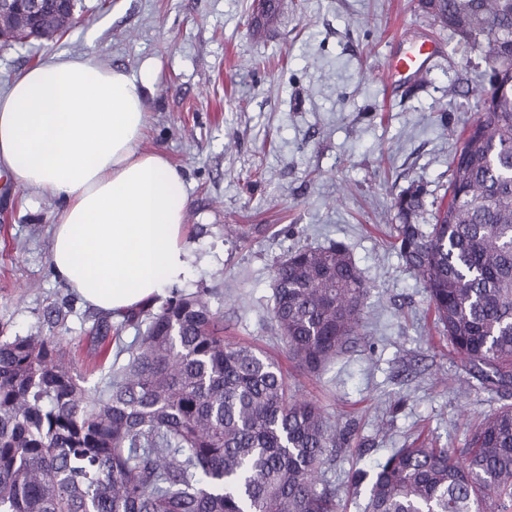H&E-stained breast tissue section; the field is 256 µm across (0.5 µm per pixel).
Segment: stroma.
Wrapping results in <instances>:
<instances>
[{
	"mask_svg": "<svg viewBox=\"0 0 512 512\" xmlns=\"http://www.w3.org/2000/svg\"><path fill=\"white\" fill-rule=\"evenodd\" d=\"M82 0L52 40L0 47V89L47 56L88 55L131 74L150 70L144 146L180 168L185 233L197 257L180 287L212 288L224 338L280 360L271 320L274 269L300 247L344 244L367 285L364 322L347 352L310 374L287 363L293 394L319 404L337 437L319 486L339 512H366L349 476L374 472L390 449L425 435L463 447L505 400L436 340L421 276L395 245V197L423 185L424 209L447 198L462 130L482 112L485 63L434 25L419 0ZM423 80L394 88L389 59L424 39ZM62 204L0 170V323L42 329L54 303L71 312L58 333L77 351L88 386L95 310L55 280L49 245ZM248 226L241 236L239 226Z\"/></svg>",
	"mask_w": 512,
	"mask_h": 512,
	"instance_id": "1",
	"label": "stroma"
}]
</instances>
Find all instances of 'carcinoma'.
<instances>
[{
	"instance_id": "obj_1",
	"label": "carcinoma",
	"mask_w": 512,
	"mask_h": 512,
	"mask_svg": "<svg viewBox=\"0 0 512 512\" xmlns=\"http://www.w3.org/2000/svg\"><path fill=\"white\" fill-rule=\"evenodd\" d=\"M78 2L48 0L39 25L65 33ZM422 7L482 55L491 104L462 131L432 223L422 185L396 197V244L452 353L511 397L512 0ZM366 295L341 244L278 264L272 320L300 368L315 373L354 343ZM210 296L175 289L157 309L99 318L94 342L113 340L115 358L92 389L55 333L63 307L46 309L47 334L0 330V512H338L314 478L337 446L324 412L290 394L273 359L224 343ZM366 512H512V404L462 448L392 449Z\"/></svg>"
}]
</instances>
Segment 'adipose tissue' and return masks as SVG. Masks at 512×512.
<instances>
[{
    "label": "adipose tissue",
    "mask_w": 512,
    "mask_h": 512,
    "mask_svg": "<svg viewBox=\"0 0 512 512\" xmlns=\"http://www.w3.org/2000/svg\"><path fill=\"white\" fill-rule=\"evenodd\" d=\"M147 79L58 53L0 91V169L59 198L50 264L88 306L118 316L193 260L180 169L143 145Z\"/></svg>",
    "instance_id": "1"
}]
</instances>
